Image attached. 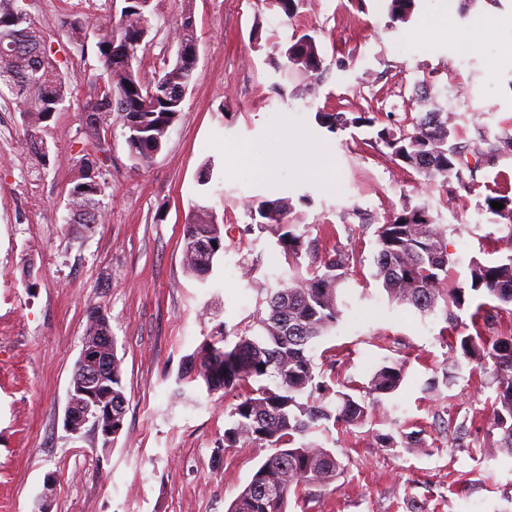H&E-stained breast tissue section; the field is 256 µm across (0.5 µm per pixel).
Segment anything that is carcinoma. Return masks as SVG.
<instances>
[{
  "instance_id": "carcinoma-1",
  "label": "carcinoma",
  "mask_w": 512,
  "mask_h": 512,
  "mask_svg": "<svg viewBox=\"0 0 512 512\" xmlns=\"http://www.w3.org/2000/svg\"><path fill=\"white\" fill-rule=\"evenodd\" d=\"M150 0H123L105 26L87 17H76L66 30L70 45L85 49L89 31L97 30L95 46L107 80H83L99 85L95 102L88 113L95 119L85 122V135L96 146L107 141L112 113H118L127 128L129 158L136 164L159 153L173 124L183 112V101L176 93L189 90L195 66L180 55L153 81L144 82L134 67L138 50L149 34L146 15ZM416 0H389L392 20L406 22L414 14ZM177 48H196L189 20L174 33ZM9 45V55L0 53V94H9L20 107L25 122L37 126L63 111L72 96L75 77L61 71L45 47L43 31L35 24L19 0H0V49ZM287 49L295 59L287 66L323 80L324 58L315 38L307 33L292 37ZM317 124L334 133L349 126H372L375 120L359 116L348 118L343 112H315ZM413 130L384 126L377 131V142L391 151L397 166L409 167L425 179L442 178L445 183H463L462 167L474 158V168L494 166L506 150L511 137L490 141L474 149L461 142L454 127L427 112L410 119ZM95 160L85 155L78 160V176L68 190L69 214L81 213L85 221L96 224L100 218L106 184L90 175ZM504 204L492 208L491 202ZM486 210L512 226V196H487ZM287 198L262 200L249 209L250 226L271 232L281 249L288 271L276 277L275 286L264 284L266 309L258 312L260 334L242 332L228 343L223 327L209 342L193 353L199 361L195 376H179V382L202 380L206 392L240 389L238 403L229 412L230 426L224 430V447L264 444L273 449L254 471L248 484L230 504L227 512H287L290 495L300 496L311 487L325 486L344 470L341 459L329 448L308 438L330 422L335 426L359 425L367 421L372 405L396 393L404 379V365L386 359L371 375L365 396L358 398L335 389L316 371L309 355L311 345L327 335L339 321L340 286L358 274L361 259L355 252L335 248L317 256L319 239L309 238V230H299L289 215ZM377 252L372 278L389 302L407 306L423 316L442 314L448 323L475 297L496 303L501 309L512 306V255L484 264L470 265L469 286L447 287L448 251L446 227L429 215L426 207H406L384 217L375 230ZM224 237L209 208L197 205L191 221L183 229V261L189 273L206 282L214 262L224 253ZM309 257L308 265L302 259ZM460 356L470 364L484 367L491 363L497 375V394L491 404L490 421L499 439L490 446L495 453L504 448L512 454V331L488 337L477 330L460 340ZM112 400H123L121 360L112 355ZM387 447L411 448L421 442L415 432L386 434Z\"/></svg>"
}]
</instances>
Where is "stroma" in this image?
<instances>
[{"label": "stroma", "mask_w": 512, "mask_h": 512, "mask_svg": "<svg viewBox=\"0 0 512 512\" xmlns=\"http://www.w3.org/2000/svg\"><path fill=\"white\" fill-rule=\"evenodd\" d=\"M389 0H301L294 18L265 0H152V30L136 67L153 80L173 59L172 32L191 12L198 62L184 110L160 153L134 164L120 118L112 120L99 177L109 187L105 222L65 223L76 161L94 153L84 108L94 87L79 85L64 112L36 133L49 148L40 171L24 140L12 98L0 99V133L13 156L0 164V512H35L47 475L51 512H227L270 453L264 445L228 448L224 430L234 391L196 393L186 401L177 376L187 355L218 325L243 331L262 296L258 281L287 272L270 233H247L249 207L290 198L295 223L310 225L321 252L362 254L364 267L340 291L342 315L313 347L316 365L334 379L364 386L384 358L400 360V390L364 425L331 426L314 440L346 469L311 495L289 497L288 512H512V456L487 462L496 438L492 368L454 361L452 349L473 333L470 311L457 325L391 304L372 277V224L404 207L428 206L447 228L449 283L468 286L472 261L512 254V233L481 211L486 196L512 192V155L465 183L427 180L401 169L376 141L378 128L440 113L476 140L512 135V0H417L412 18L392 21ZM62 72L102 73L95 47L67 41L76 16L108 22L110 0H25ZM306 32L319 43L327 78L316 96L307 75L275 72L273 44ZM468 34L474 48H464ZM286 87L278 96L275 84ZM464 96H457V87ZM375 119L372 127L331 133L315 109ZM323 162L288 160L266 176L234 165L227 150L265 156L274 136ZM211 180L201 184L202 170ZM207 201L226 252L207 283L183 263V228L192 206ZM106 312L121 361L123 426L111 443L63 423L74 364L93 309ZM417 431L415 448H383L378 435Z\"/></svg>", "instance_id": "obj_1"}]
</instances>
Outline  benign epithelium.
I'll return each mask as SVG.
<instances>
[{
    "label": "benign epithelium",
    "mask_w": 512,
    "mask_h": 512,
    "mask_svg": "<svg viewBox=\"0 0 512 512\" xmlns=\"http://www.w3.org/2000/svg\"><path fill=\"white\" fill-rule=\"evenodd\" d=\"M95 323L96 318L90 317L64 411V427L73 435L89 423V413L98 406L105 379L112 371V334L104 328L94 334Z\"/></svg>",
    "instance_id": "7a95c632"
}]
</instances>
